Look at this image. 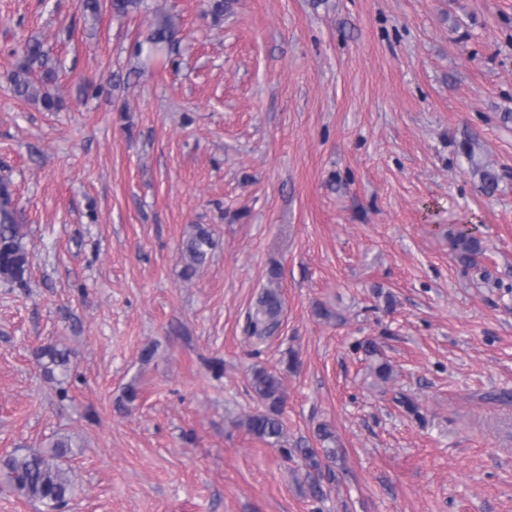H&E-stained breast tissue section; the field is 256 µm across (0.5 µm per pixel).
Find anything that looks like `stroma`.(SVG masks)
<instances>
[{
  "instance_id": "1",
  "label": "stroma",
  "mask_w": 512,
  "mask_h": 512,
  "mask_svg": "<svg viewBox=\"0 0 512 512\" xmlns=\"http://www.w3.org/2000/svg\"><path fill=\"white\" fill-rule=\"evenodd\" d=\"M209 3L0 0V180L30 260L0 280V460L82 446L61 512H512V0ZM166 19L177 52L143 66ZM22 39L61 111L13 94ZM468 137L509 173L494 196ZM470 222L465 266L447 230ZM256 366L283 383L276 446L244 425ZM321 423L315 500L299 451ZM460 148L461 152L468 157L472 165L473 173L479 176L482 190L487 195H493L498 191L500 184L504 182L508 172L504 169H498L493 165L479 161L471 139L462 141ZM477 224H452L448 227V245L455 258L463 265H470L484 250L478 235ZM213 248V240L209 231L198 227L184 243L182 258L184 260L183 275L191 278L198 268L206 261L210 250ZM280 314V301L274 291H266L257 302L256 311L251 320L252 333L264 336L276 325Z\"/></svg>"
}]
</instances>
